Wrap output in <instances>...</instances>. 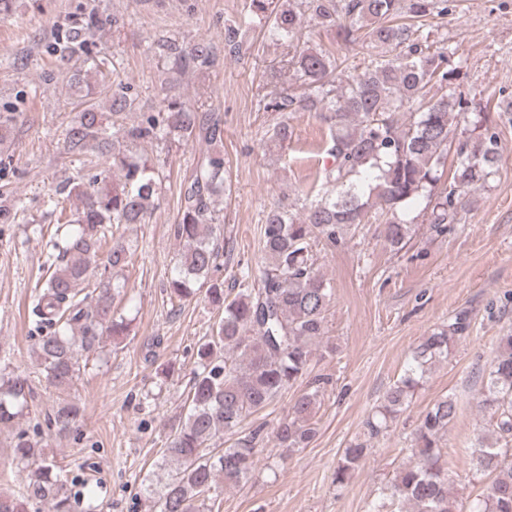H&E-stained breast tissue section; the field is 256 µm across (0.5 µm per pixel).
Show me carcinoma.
I'll list each match as a JSON object with an SVG mask.
<instances>
[{
  "mask_svg": "<svg viewBox=\"0 0 512 512\" xmlns=\"http://www.w3.org/2000/svg\"><path fill=\"white\" fill-rule=\"evenodd\" d=\"M251 11L268 23L276 41L289 46L302 37L305 18L336 29L341 46L377 51L364 71L346 65L326 50L307 49L289 63L305 85L304 92L275 93L265 109L273 112H316L327 126V154L319 188L311 191L296 213L286 205L270 208L262 225L259 275L240 268L239 291L229 298L222 284L209 295L222 308L211 336L197 349L191 401L162 455L165 481L150 489L159 512H212L218 480L237 486L256 469V448L265 441L262 430L224 447L251 414L269 407L281 392L303 383L310 374L315 346L325 335L326 312L333 288L317 266L316 250L335 247L354 236L372 208L385 217V241L402 250L415 230L405 208L424 203L433 231L443 234L457 220L460 197L485 189L498 171V133L491 113L512 114V99L500 97L474 106L448 93L458 76L451 52L430 42L424 33L429 16L448 14V0H251ZM105 24L98 14L83 13L66 28H58L47 46L49 55L64 62L87 55L93 37ZM158 56L178 74L201 72L215 64L210 43L186 45L166 38L156 43ZM30 99L20 90L0 112V144L10 141L17 110ZM415 106L409 120L405 109ZM133 100L122 89L106 103L87 101L66 129L69 153L96 152L108 166L86 185L63 187L80 207L62 209L56 221L67 226L62 241L51 244L44 266L46 277L32 299V312L47 332L38 337L34 354L45 378L57 388L73 383L89 354L100 349L105 335L120 336L128 323L115 317L114 302L125 288L119 272L134 254L115 229L144 224L158 195L155 167L123 149L124 144L149 141L164 146L191 140L200 158L185 180L181 212L173 235L182 245L175 272L167 282L170 296L183 298L192 284L207 279L216 266L221 220L214 197L225 190L224 128L213 112H202L170 100L159 112H145L128 123ZM470 135L458 140L455 165L442 181L448 142L460 124ZM267 146L277 151L293 137L290 122L281 120L266 132ZM18 203L0 193V220L14 219ZM110 274L98 294L83 293V284L98 270ZM469 327L460 313L424 337L412 352L404 374L386 391L371 419L372 436L390 428L411 403L433 363L448 358ZM306 383V382H304ZM324 379L306 383L278 421L272 440L279 448L308 446L316 433L313 418L323 394ZM27 379L0 372V427L12 426L14 457L25 465L27 479L20 495L0 493V512H27L36 502L48 512H71L67 476L54 461L40 458L42 442L18 427L27 408ZM482 404L496 417L497 438L472 448L475 470L493 476L486 491L458 506L448 490V464L441 441L457 414L451 395L437 399L421 416L412 438L408 464L396 472L368 512H512V335L498 338L484 381ZM79 419V408L59 402L47 416L48 429L59 435ZM367 445L353 441L343 449L334 472L342 486L355 472Z\"/></svg>",
  "mask_w": 512,
  "mask_h": 512,
  "instance_id": "carcinoma-1",
  "label": "carcinoma"
}]
</instances>
